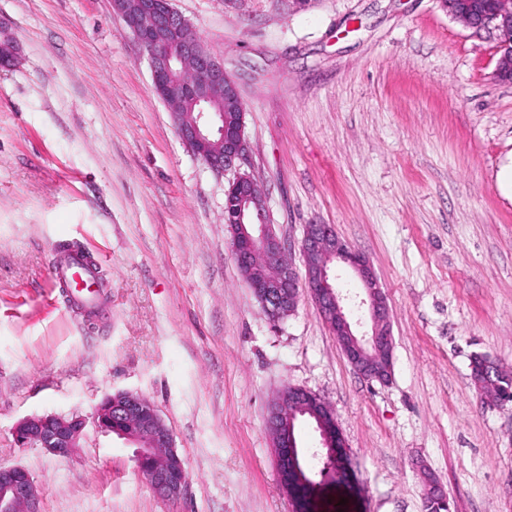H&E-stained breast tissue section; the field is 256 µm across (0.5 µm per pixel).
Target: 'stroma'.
<instances>
[{
    "mask_svg": "<svg viewBox=\"0 0 512 512\" xmlns=\"http://www.w3.org/2000/svg\"><path fill=\"white\" fill-rule=\"evenodd\" d=\"M224 61L249 152L297 274L304 228L329 224L370 266L392 375L364 378L315 303L271 324L224 222L233 172L178 137L146 53L112 0H0L17 48L0 68V465L24 467L40 512H423V472L451 512H512V404L471 359L512 371V84L500 32L440 0H173ZM77 243L103 278L99 314L51 265ZM287 386L332 410L348 481L289 495L266 420ZM119 390L158 407L183 457L159 497L133 448L93 423ZM83 415L67 458L13 429ZM471 380L477 389L497 402L512 396V375L501 371L486 355L472 357Z\"/></svg>",
    "mask_w": 512,
    "mask_h": 512,
    "instance_id": "35a3bbf8",
    "label": "stroma"
}]
</instances>
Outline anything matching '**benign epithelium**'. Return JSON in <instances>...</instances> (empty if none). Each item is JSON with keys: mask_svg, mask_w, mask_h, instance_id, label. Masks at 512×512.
<instances>
[{"mask_svg": "<svg viewBox=\"0 0 512 512\" xmlns=\"http://www.w3.org/2000/svg\"><path fill=\"white\" fill-rule=\"evenodd\" d=\"M450 17L467 27L481 30L492 24L501 31L498 78L512 83V0H441ZM134 38L147 53L153 86L175 121L179 138L192 155L211 170L222 173L244 159L249 144L245 136L246 110L237 84L225 72L224 60L209 51L191 23L179 15L171 0H113ZM16 56L12 38L0 32V66L9 67ZM224 220L232 231V249L240 268L264 264L266 282L252 286L254 295L270 320L275 322L296 307L304 291L318 307L329 305L336 316L331 324L341 346L347 348L352 366L372 378L364 361L371 355H392L393 340L388 309L380 285L367 259L339 239L330 224H308L301 241L306 276L299 284L291 264L272 260L283 244L270 223L263 192L248 173H239L226 192ZM340 260L354 269L363 282L370 330L358 331L351 321L347 297L333 283L330 263ZM288 420V388H283L268 415V425L278 448L281 476L314 484L301 467V450ZM94 423L104 433L114 432L136 445L135 461L154 491L167 499H178L188 485L184 459L175 449L174 434L157 406L133 392H117L98 405ZM86 426L77 415L46 414L23 419L15 428L20 448L36 447L67 457ZM322 449L333 461L332 482L346 474L348 454L341 434L321 429ZM40 495L30 474L20 466L0 465V512H40Z\"/></svg>", "mask_w": 512, "mask_h": 512, "instance_id": "1", "label": "benign epithelium"}]
</instances>
